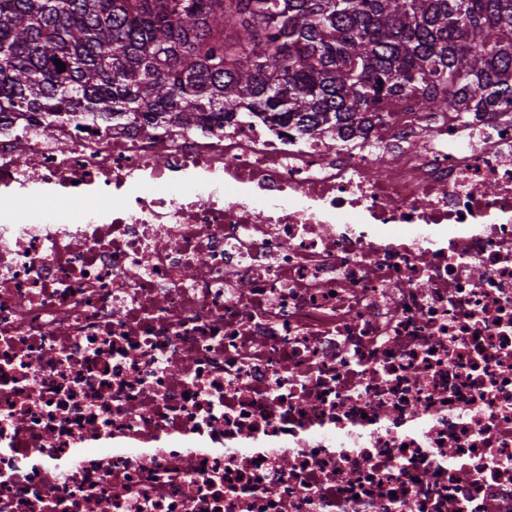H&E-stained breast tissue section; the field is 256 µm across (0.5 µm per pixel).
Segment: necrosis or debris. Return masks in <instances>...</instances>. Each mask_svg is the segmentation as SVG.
<instances>
[{
  "instance_id": "obj_1",
  "label": "necrosis or debris",
  "mask_w": 512,
  "mask_h": 512,
  "mask_svg": "<svg viewBox=\"0 0 512 512\" xmlns=\"http://www.w3.org/2000/svg\"><path fill=\"white\" fill-rule=\"evenodd\" d=\"M0 512H512V107L1 112Z\"/></svg>"
}]
</instances>
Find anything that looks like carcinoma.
I'll list each match as a JSON object with an SVG mask.
<instances>
[{
  "instance_id": "cac0c4a2",
  "label": "carcinoma",
  "mask_w": 512,
  "mask_h": 512,
  "mask_svg": "<svg viewBox=\"0 0 512 512\" xmlns=\"http://www.w3.org/2000/svg\"><path fill=\"white\" fill-rule=\"evenodd\" d=\"M403 99L511 106L512 0H0V112L47 129L255 116L349 141Z\"/></svg>"
}]
</instances>
